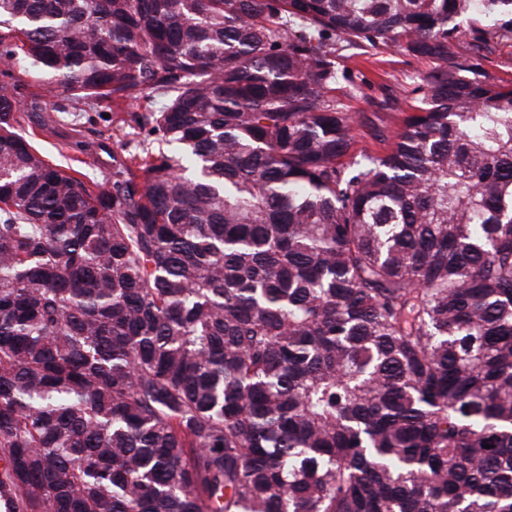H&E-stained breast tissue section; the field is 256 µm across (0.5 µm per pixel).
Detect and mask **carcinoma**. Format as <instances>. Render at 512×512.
<instances>
[{
    "label": "carcinoma",
    "instance_id": "carcinoma-1",
    "mask_svg": "<svg viewBox=\"0 0 512 512\" xmlns=\"http://www.w3.org/2000/svg\"><path fill=\"white\" fill-rule=\"evenodd\" d=\"M512 0H0L4 512H512ZM428 60L387 150L338 51ZM145 104L85 181L20 132ZM158 142L172 147L155 149ZM491 448H485V445ZM511 19L510 16L496 15L493 18H487L482 11H479L468 18L459 20L460 29L463 34V38L472 44H479L489 30L495 28L491 27L495 23L496 26L501 24H509ZM478 62L488 72L491 82L512 81V40L494 39Z\"/></svg>",
    "mask_w": 512,
    "mask_h": 512
}]
</instances>
